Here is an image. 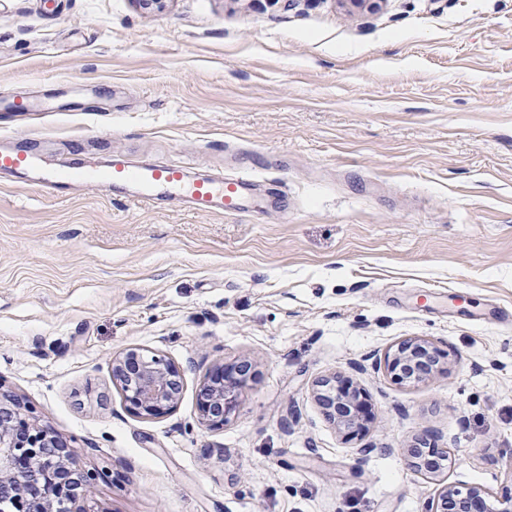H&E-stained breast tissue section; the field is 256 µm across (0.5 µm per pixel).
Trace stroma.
Returning a JSON list of instances; mask_svg holds the SVG:
<instances>
[{"mask_svg":"<svg viewBox=\"0 0 512 512\" xmlns=\"http://www.w3.org/2000/svg\"><path fill=\"white\" fill-rule=\"evenodd\" d=\"M0 0V99L35 113L45 160L95 137L200 169L252 172L263 214L147 208L83 186L0 185V385L85 468L88 512H426L444 480L512 490V0ZM504 317L490 320L491 308ZM424 336L444 370L395 381ZM183 372L143 419L113 356ZM255 378L201 424L212 368ZM358 388L365 426L314 399ZM386 363L394 378L408 385L424 382L442 369L440 352L425 337H414L399 343L386 356ZM407 457L409 465L414 472L434 479L438 477L440 472L445 468L443 462H447L450 455L448 451L442 448L427 447L418 444V446L407 450ZM430 457H435L437 463L430 462Z\"/></svg>","mask_w":512,"mask_h":512,"instance_id":"stroma-1","label":"stroma"}]
</instances>
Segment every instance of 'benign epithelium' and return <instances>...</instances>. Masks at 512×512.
Returning a JSON list of instances; mask_svg holds the SVG:
<instances>
[{
  "label": "benign epithelium",
  "mask_w": 512,
  "mask_h": 512,
  "mask_svg": "<svg viewBox=\"0 0 512 512\" xmlns=\"http://www.w3.org/2000/svg\"><path fill=\"white\" fill-rule=\"evenodd\" d=\"M396 380L408 385L424 382L440 372L441 354L425 337L399 343L386 356ZM112 378L129 409L143 418L171 412L181 392L182 373L167 359L142 349H129L112 358ZM254 378L249 370L221 365L200 389V420L220 428L240 407V394ZM325 415L343 431L362 425L359 394L326 379L315 391ZM411 469L434 479L449 454L442 448L421 446L407 450ZM104 468L78 469L71 450L50 428L39 424L33 408L0 386V512H84L72 503L85 500ZM428 512H512V493L491 494L487 488L462 483L442 485L429 502Z\"/></svg>",
  "instance_id": "7a95c632"
}]
</instances>
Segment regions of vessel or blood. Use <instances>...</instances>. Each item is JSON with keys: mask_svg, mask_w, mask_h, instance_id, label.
Instances as JSON below:
<instances>
[{"mask_svg": "<svg viewBox=\"0 0 512 512\" xmlns=\"http://www.w3.org/2000/svg\"><path fill=\"white\" fill-rule=\"evenodd\" d=\"M0 182L11 187L62 197L65 188L92 182L102 193L125 202L156 207L160 200L178 201L198 215H234L247 206L255 184L247 173L188 177L176 161L141 162L127 153L112 152L103 165L91 167L61 155L51 162L22 151L0 148Z\"/></svg>", "mask_w": 512, "mask_h": 512, "instance_id": "vessel-or-blood-1", "label": "vessel or blood"}]
</instances>
